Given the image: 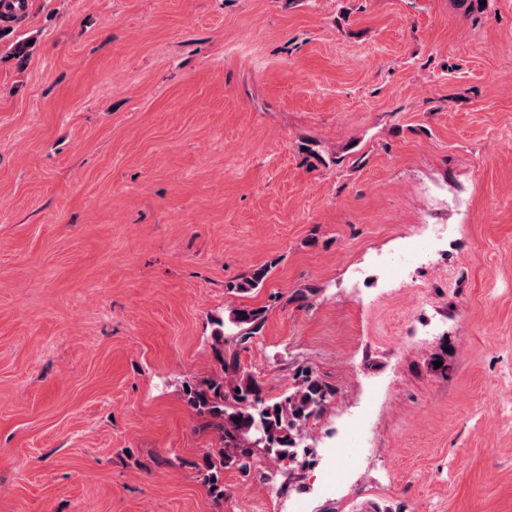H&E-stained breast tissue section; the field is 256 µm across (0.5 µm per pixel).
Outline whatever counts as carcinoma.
Masks as SVG:
<instances>
[{"label":"carcinoma","mask_w":512,"mask_h":512,"mask_svg":"<svg viewBox=\"0 0 512 512\" xmlns=\"http://www.w3.org/2000/svg\"><path fill=\"white\" fill-rule=\"evenodd\" d=\"M275 265L271 261L225 284L226 290L249 293L261 287ZM268 307H240L229 316L210 318L212 350L218 371L200 381H186L183 398L201 420V428L216 435L218 447L197 464L203 483L216 502L224 501V470L248 474L264 451L279 458H304L299 441L308 421L335 396L336 387L308 367L297 369L295 384L275 398L263 395L262 383L244 370L238 352H224L227 337L247 348L262 334Z\"/></svg>","instance_id":"cac0c4a2"}]
</instances>
